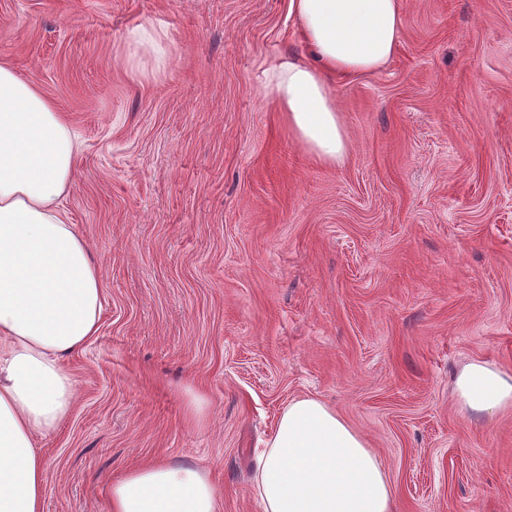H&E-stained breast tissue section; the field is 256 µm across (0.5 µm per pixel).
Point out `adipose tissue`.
Returning <instances> with one entry per match:
<instances>
[{
  "label": "adipose tissue",
  "instance_id": "ef3b65f1",
  "mask_svg": "<svg viewBox=\"0 0 512 512\" xmlns=\"http://www.w3.org/2000/svg\"><path fill=\"white\" fill-rule=\"evenodd\" d=\"M308 59L265 62L259 94L316 161L343 165L348 134L337 82L373 74L394 56L402 0H290ZM167 29L125 35L128 64L163 75ZM79 155L64 112L34 82L0 61V512H43L47 469L38 439L74 410L78 388L65 361L99 331L104 284L77 225L59 202ZM455 391L471 410L512 398V376L472 362ZM264 512H395L389 477L345 419L318 399L284 408L254 474ZM109 512H219L207 468L155 460L113 481Z\"/></svg>",
  "mask_w": 512,
  "mask_h": 512
}]
</instances>
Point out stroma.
<instances>
[{
    "label": "stroma",
    "instance_id": "stroma-1",
    "mask_svg": "<svg viewBox=\"0 0 512 512\" xmlns=\"http://www.w3.org/2000/svg\"><path fill=\"white\" fill-rule=\"evenodd\" d=\"M403 3L394 58L336 87L330 167L258 94L303 51L290 0H0V59L81 142L63 207L104 283L77 405L39 442L44 512H108L156 457L263 512L256 456L304 396L375 449L396 512H512V400L453 386L472 361L512 375V0ZM145 22L172 40L156 79L125 61Z\"/></svg>",
    "mask_w": 512,
    "mask_h": 512
}]
</instances>
